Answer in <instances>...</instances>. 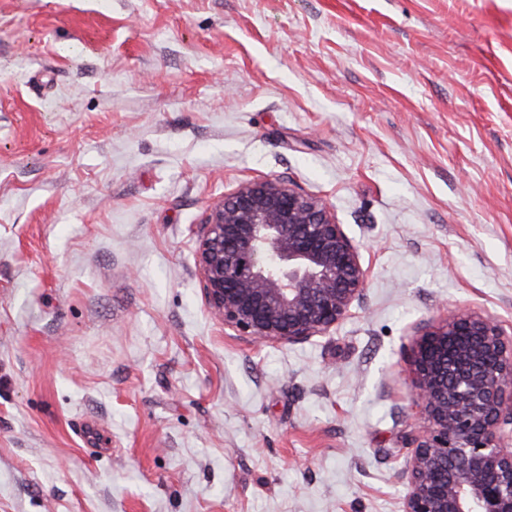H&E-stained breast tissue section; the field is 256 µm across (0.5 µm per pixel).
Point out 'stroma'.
<instances>
[{
	"label": "stroma",
	"instance_id": "35a3bbf8",
	"mask_svg": "<svg viewBox=\"0 0 512 512\" xmlns=\"http://www.w3.org/2000/svg\"><path fill=\"white\" fill-rule=\"evenodd\" d=\"M259 176L359 247L329 335L205 301ZM451 309L512 333V0H0V512H401Z\"/></svg>",
	"mask_w": 512,
	"mask_h": 512
}]
</instances>
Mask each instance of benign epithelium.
<instances>
[{
  "instance_id": "7a95c632",
  "label": "benign epithelium",
  "mask_w": 512,
  "mask_h": 512,
  "mask_svg": "<svg viewBox=\"0 0 512 512\" xmlns=\"http://www.w3.org/2000/svg\"><path fill=\"white\" fill-rule=\"evenodd\" d=\"M224 326L261 343L329 332L364 299L357 245L319 198L277 179L246 181L211 207L195 254ZM403 512H512V336L450 311L411 338Z\"/></svg>"
}]
</instances>
